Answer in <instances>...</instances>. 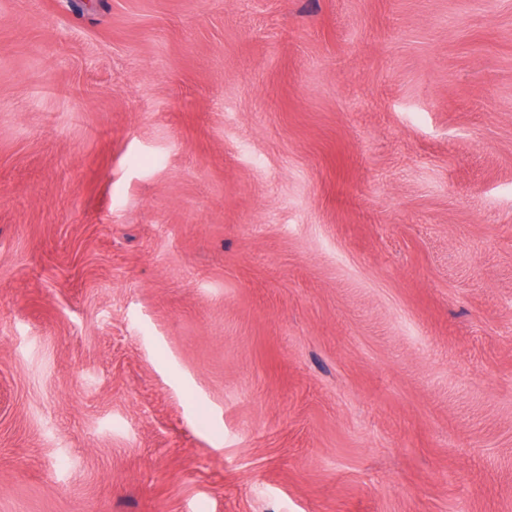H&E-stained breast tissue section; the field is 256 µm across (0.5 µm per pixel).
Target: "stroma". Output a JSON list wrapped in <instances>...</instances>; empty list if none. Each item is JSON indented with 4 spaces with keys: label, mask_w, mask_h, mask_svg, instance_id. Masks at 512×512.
Segmentation results:
<instances>
[{
    "label": "stroma",
    "mask_w": 512,
    "mask_h": 512,
    "mask_svg": "<svg viewBox=\"0 0 512 512\" xmlns=\"http://www.w3.org/2000/svg\"><path fill=\"white\" fill-rule=\"evenodd\" d=\"M0 512H512V0H0Z\"/></svg>",
    "instance_id": "stroma-1"
}]
</instances>
